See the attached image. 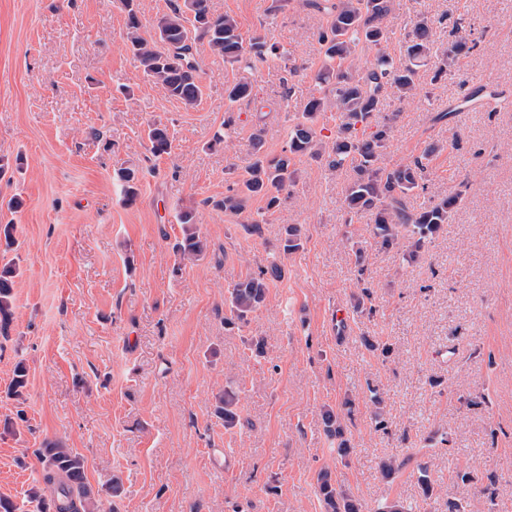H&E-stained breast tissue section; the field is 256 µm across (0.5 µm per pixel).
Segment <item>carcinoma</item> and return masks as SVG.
I'll return each instance as SVG.
<instances>
[{
	"label": "carcinoma",
	"instance_id": "carcinoma-1",
	"mask_svg": "<svg viewBox=\"0 0 512 512\" xmlns=\"http://www.w3.org/2000/svg\"><path fill=\"white\" fill-rule=\"evenodd\" d=\"M127 12L126 48L139 63L144 75L160 85L169 97L187 107L200 101V65L194 54L198 41L208 43L210 49L224 57L230 65L251 66L253 60L279 54V47L267 36L244 38L236 20L229 15L211 12L209 0H183L174 4L170 12L154 22V36L141 34V21L134 0H121ZM308 6L328 14L329 25L319 33L318 41L325 65L313 80L315 93L311 94L301 119L288 133V142L282 152L272 158L256 154L245 169L238 187L224 196V211L241 214L251 201L265 198V209H274L280 194L296 183L294 158L322 155L323 142L315 129L317 117L329 108L339 112L336 139L327 154L329 165L338 171L349 168L353 175L344 190L347 213L367 212L373 217V234L377 244L385 249L402 247L405 256L415 261L426 242L448 223L461 202V194L448 195L418 208L408 206L407 198L415 190H422V173L434 149H426L413 160L392 165L382 163L383 151L392 136L390 122L372 123L375 113L385 109L390 97L398 99L414 96L420 91V67L433 53L435 22L419 16L408 32L402 58L396 60L380 50L372 61L361 68L351 64V58L360 47H379L389 39L386 24L390 0H308ZM453 38L443 53L447 62L436 76L446 71L448 62L468 54L472 49L464 19L456 20ZM230 102L252 97L251 84L239 81L225 87ZM497 93L483 88L465 96L458 108H477L485 99H496ZM149 150L156 156L171 149L169 130L154 124L148 131ZM126 201L138 195V177L135 170L125 168L118 173ZM183 236L176 244V252L183 259H196L206 250L207 243L196 228L195 214L185 210L180 215ZM20 275L16 263L0 265V335H9L13 322L14 286ZM282 275V267L272 264L259 274L250 276L230 291L231 320L245 322L265 302L268 278ZM27 382L23 362L15 366L14 378L8 394L18 396ZM215 415L229 429L237 425V394L224 392L215 408ZM324 431L339 440L337 451L347 454L349 448L341 441L343 429L340 416L330 410L323 416ZM43 463V481L46 495L34 494L41 512H98L96 495L87 483L86 459L71 448L48 442L40 450ZM318 492L325 512H362V506L345 490L336 485L331 474L322 471L317 479Z\"/></svg>",
	"mask_w": 512,
	"mask_h": 512
}]
</instances>
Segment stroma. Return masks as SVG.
Wrapping results in <instances>:
<instances>
[{"mask_svg": "<svg viewBox=\"0 0 512 512\" xmlns=\"http://www.w3.org/2000/svg\"><path fill=\"white\" fill-rule=\"evenodd\" d=\"M210 4L286 55L243 69L197 43L203 95L189 108L126 51L120 0H0V157L23 158L0 179V224L15 227L20 269L0 337V498L38 512L37 450L54 441L85 457L100 512H324V469L364 512L393 501L447 512L452 500L465 512H512V109L447 111L473 86L512 90V0H391L392 55L419 15L436 21L439 52L461 15L478 41L438 81L441 57L431 56L420 94L375 115L393 121L387 165L434 150L411 205L462 193L414 262L376 245L369 214H347L349 175L323 160L295 158L296 185L274 210L258 197L245 213L224 211L255 149L274 157L285 147L323 64L329 17L306 0L276 14L272 0ZM241 80L251 99L229 103L225 86ZM156 122L172 140L159 157L147 143ZM126 167L139 179L131 205L115 177ZM15 196L22 205L9 208ZM186 208L207 242L188 263L172 250ZM291 226L302 246L286 255ZM272 261L283 274L268 280L263 306L229 323L234 284ZM364 288L369 314L352 302ZM254 337L264 356L251 354ZM20 362L27 384L16 399L7 390ZM227 389L238 394L230 429L214 413ZM329 408L347 457L324 432ZM214 448L230 469L214 466ZM392 456L405 464L387 479L379 463ZM460 467L469 483L456 481Z\"/></svg>", "mask_w": 512, "mask_h": 512, "instance_id": "1", "label": "stroma"}]
</instances>
